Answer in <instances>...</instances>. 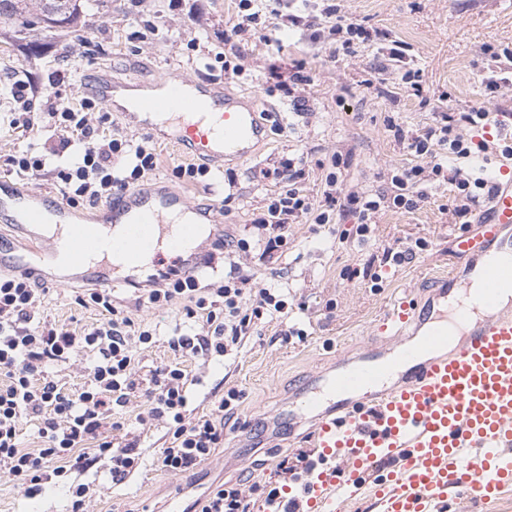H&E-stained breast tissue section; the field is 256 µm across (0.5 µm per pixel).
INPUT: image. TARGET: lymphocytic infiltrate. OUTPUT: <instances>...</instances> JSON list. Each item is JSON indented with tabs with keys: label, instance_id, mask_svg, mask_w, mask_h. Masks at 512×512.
<instances>
[{
	"label": "lymphocytic infiltrate",
	"instance_id": "lymphocytic-infiltrate-1",
	"mask_svg": "<svg viewBox=\"0 0 512 512\" xmlns=\"http://www.w3.org/2000/svg\"><path fill=\"white\" fill-rule=\"evenodd\" d=\"M286 0H238L236 22L224 33V44L238 53L240 36H263L270 24L280 27L310 28L311 42L322 33L340 37L344 48L356 40L376 39L389 46L387 56L406 78H419V71L408 68L399 43L389 31H369L364 23L341 14L336 5L324 6V28L312 30L306 16L286 12ZM96 98H83L79 109L66 108L56 115L60 150L33 156L10 158L18 174L34 177L53 168L62 182V194L78 207L117 197L137 184L157 166L153 149L118 137L112 131L110 113H96ZM490 114L480 109L471 112H445L436 126L424 135L408 139L407 147L419 163L392 180V192L368 194L356 191L340 194L338 178H325L324 209L313 213L311 203L299 188L305 170L293 160L283 161L270 171L273 180L284 189L272 198L263 217L255 222V240L224 236L212 245L202 267H211L216 254L229 250L247 253L259 247L263 256L288 246L290 220L313 215L316 224L331 223L335 213L357 215L358 236H367L369 224L382 204L397 209H417L428 193L423 184L441 176L454 183L461 200L458 217L470 215L471 208L489 198L492 186L487 179L464 172L461 159L473 150H488V142L472 145L461 127L485 128ZM455 159L446 167L445 158ZM247 276L231 271L221 285L202 287L197 275L169 268L140 280L135 288L138 302L148 308L180 305L181 318L171 330L168 347L175 356L170 364L140 373L136 363L138 350L151 347L156 332L125 315L111 293L91 289L77 295L84 308H95L99 321L79 329L53 325L41 316L42 288L30 276L0 274V473L6 474L34 496L50 477H62L70 471H82L95 460L106 457L113 483L132 476L142 457L136 441L114 444L104 436L105 428L123 429L132 398H143L145 406L134 414L139 425L164 424L167 439L157 457L158 467L174 476L183 475L205 464L215 448L224 441V421L239 407L241 394L225 390L211 417L190 419L187 415L189 387L194 382L191 362L239 354L254 329L267 319L285 313L284 296L261 288H247ZM90 356L88 379L84 385L67 388L48 371L51 364ZM34 421L36 446L24 447L19 434L22 419ZM274 487L253 483L250 494L225 482L196 500L198 512H253V498L272 507Z\"/></svg>",
	"mask_w": 512,
	"mask_h": 512
}]
</instances>
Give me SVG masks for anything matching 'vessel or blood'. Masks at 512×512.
Returning <instances> with one entry per match:
<instances>
[{
    "label": "vessel or blood",
    "instance_id": "1",
    "mask_svg": "<svg viewBox=\"0 0 512 512\" xmlns=\"http://www.w3.org/2000/svg\"><path fill=\"white\" fill-rule=\"evenodd\" d=\"M161 116L177 123L172 144L197 160L248 158L265 131L255 102L180 78L163 80L160 94L133 104L139 129L157 133ZM492 184L478 231L454 237L455 271L435 286L444 303L458 276L477 277L479 308L458 306L449 323L414 300L385 309L382 328L395 336L396 353L364 357L333 375L332 407L306 389L302 406L317 416L316 454L296 484L279 489L276 503L296 502L297 512H346L368 487L382 512H445L458 497L490 501L512 489V309L502 304L504 292L512 293V168L501 167ZM172 211L195 219L170 224ZM215 213L144 184L88 222L67 203L0 180V222L31 243L19 254L0 242V269L54 286H108L112 260L135 270L170 252L190 274L199 269L206 235L220 230Z\"/></svg>",
    "mask_w": 512,
    "mask_h": 512
}]
</instances>
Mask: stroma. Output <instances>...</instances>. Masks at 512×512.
<instances>
[{"instance_id": "1", "label": "stroma", "mask_w": 512, "mask_h": 512, "mask_svg": "<svg viewBox=\"0 0 512 512\" xmlns=\"http://www.w3.org/2000/svg\"><path fill=\"white\" fill-rule=\"evenodd\" d=\"M342 14L390 31L408 47L413 68L422 72V93L414 95L401 72L388 67L372 47L348 53L339 42L311 44L302 31L284 34V49L259 38L242 40L240 71L225 75L216 55L224 51V32L235 19L233 0H111L77 32L41 31L19 43L0 27V176L9 172L5 161L25 151L44 153L55 145L50 129L31 131L9 124V79L20 76L38 93L44 107H75L83 98L84 80L95 78L117 89L147 87L158 78L179 77L208 81L234 98H259V117L266 127L253 157L225 159L210 165L197 183L173 175L183 159L170 144L136 130L121 110H113L112 126L136 143L156 150L158 166L152 181L183 193L197 205L217 203L226 234L249 236L254 219L266 211L269 197L280 192L265 170L282 159L302 161V189L320 205L329 172L338 175L343 191L375 192L391 187L396 172L416 165L408 137L424 134L443 112L486 109L512 124V83L498 93L486 89L487 47L512 49V0H334ZM304 60L312 77L301 89L306 105L295 108L290 97L270 79V68L289 76ZM395 120L405 140H396L387 127ZM348 164L333 170L334 154ZM457 189L449 183L433 189L420 209L408 212L385 208L375 214L367 240L356 234L357 220L341 216L319 227L306 218L288 228V248L268 259L252 253L239 263L254 288L287 292L296 307L287 321L263 324L236 357L195 365L200 382L192 389L194 416L211 412L224 390L242 394L238 414L225 429L223 447L195 474L173 476L156 465L165 446L162 425L142 426L128 421L112 433L114 442L136 440L142 452L139 470L124 483L112 484L107 460L77 474L80 482L99 487L87 512H171L169 502L185 505L203 496L216 483L239 480L242 490L253 483L274 480L284 456L310 445L312 416L285 424L306 384L334 374L341 363L370 353L382 354L392 339L379 332L385 308L403 298L427 304L432 296L429 276L447 272L452 241L463 226L454 214ZM423 242L411 262L396 266L382 261L389 248L414 247ZM373 266L379 285L364 279ZM112 294L135 322L156 327L152 347L138 351L144 368L170 363L173 354L167 334L179 317L177 307L149 309L136 305L125 274L112 276ZM44 319L59 325H83L97 320L94 309L75 302L74 287L49 289L43 300ZM306 331L303 341L284 343L285 326ZM67 483H47L41 495L25 498L12 479L0 474V512H65Z\"/></svg>"}]
</instances>
